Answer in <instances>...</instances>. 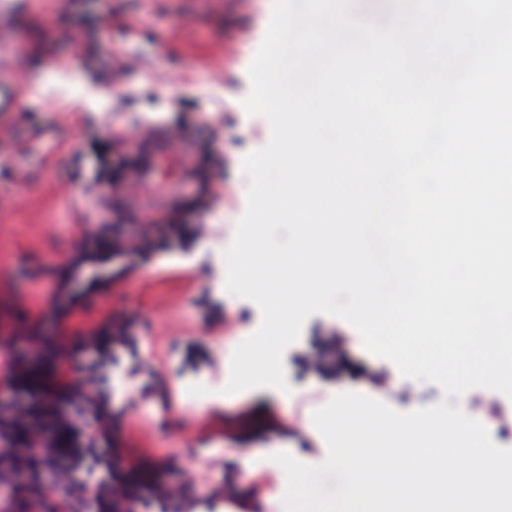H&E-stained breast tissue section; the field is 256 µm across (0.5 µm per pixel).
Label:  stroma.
Listing matches in <instances>:
<instances>
[{
	"mask_svg": "<svg viewBox=\"0 0 512 512\" xmlns=\"http://www.w3.org/2000/svg\"><path fill=\"white\" fill-rule=\"evenodd\" d=\"M275 0H0V43L8 69L0 98V328L31 368L50 359L82 370L97 352L84 331L105 318L133 325L130 343L109 350L97 373L98 406L122 415L125 436L141 448L178 459L166 475L197 482L198 496L232 475L239 487L269 484L267 512H287V476L275 462L286 452L316 466L328 446L313 414L342 393H359L400 412L448 403L480 421L499 446L512 449V416L445 396L436 384L404 378L370 354L356 329L336 316L312 314L283 353L288 390L246 389L232 395L234 350L262 323L253 301L226 289L225 251L247 208L239 189L245 157L271 138L269 121L248 114V68L267 31ZM166 132L191 150L176 192L135 196L146 138ZM163 214L190 215L187 233L170 247L142 255L110 254L86 238L102 221L138 224ZM77 263L72 291L86 297L67 327L54 316L52 294L62 265ZM113 277L92 290L93 274ZM25 313L41 317L38 341L27 337ZM163 380L177 405L166 411L142 399L141 386ZM254 408L280 426L253 425L238 440L213 434L216 415Z\"/></svg>",
	"mask_w": 512,
	"mask_h": 512,
	"instance_id": "35a3bbf8",
	"label": "stroma"
}]
</instances>
